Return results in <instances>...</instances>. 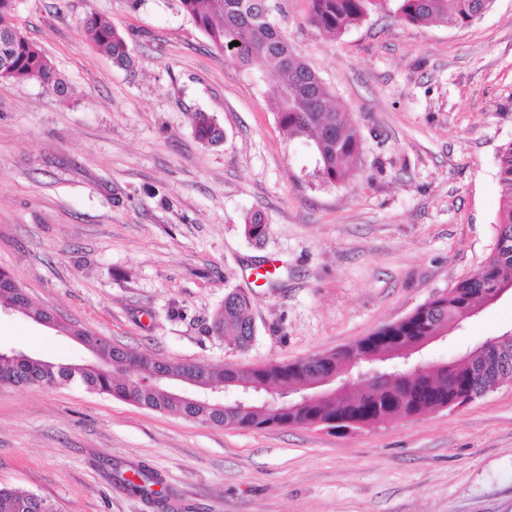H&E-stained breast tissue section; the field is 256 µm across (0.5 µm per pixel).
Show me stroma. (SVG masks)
I'll return each mask as SVG.
<instances>
[{
    "label": "stroma",
    "instance_id": "35a3bbf8",
    "mask_svg": "<svg viewBox=\"0 0 512 512\" xmlns=\"http://www.w3.org/2000/svg\"><path fill=\"white\" fill-rule=\"evenodd\" d=\"M271 6L361 134L345 184L315 178L309 146L283 131L277 75L228 61L177 0H16L67 86L0 80V267L32 299L122 348L253 366L350 345L480 268L512 141V0L463 28L374 13L335 39L308 0ZM92 14L126 36L130 65L92 47ZM194 112L216 116L222 145L196 139ZM253 212L258 241L244 234ZM233 289L252 303L243 351L208 330ZM510 329L506 297L424 356ZM0 349L90 358L4 310ZM141 467L158 496L112 478ZM0 483L62 512H512V382L347 430L220 428L76 384L0 388Z\"/></svg>",
    "mask_w": 512,
    "mask_h": 512
}]
</instances>
